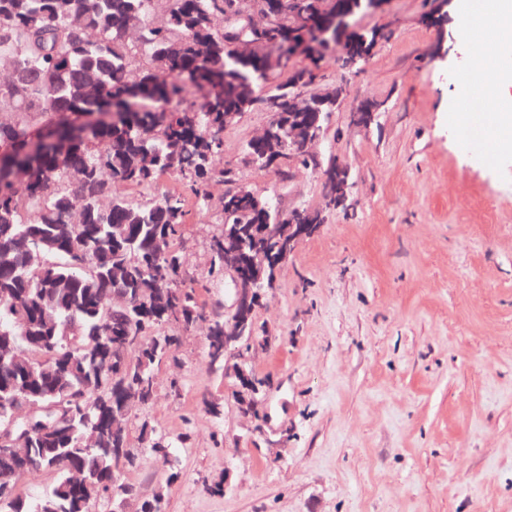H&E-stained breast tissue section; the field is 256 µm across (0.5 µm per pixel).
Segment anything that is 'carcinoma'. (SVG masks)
Returning <instances> with one entry per match:
<instances>
[{
	"label": "carcinoma",
	"mask_w": 512,
	"mask_h": 512,
	"mask_svg": "<svg viewBox=\"0 0 512 512\" xmlns=\"http://www.w3.org/2000/svg\"><path fill=\"white\" fill-rule=\"evenodd\" d=\"M240 0H0V337L20 351L40 347L36 376L0 380V419L17 398L63 401L60 434L35 432L15 459L0 455V512H98L112 500L119 457L112 416L123 410L114 375L150 383L176 343L157 328L169 312L205 321L194 294L169 307L138 300L147 279L170 275L167 255L189 221L188 201L211 206L224 183V113L266 112L268 134L288 139V96L296 79L323 78L324 55L282 78L305 26L367 12V0H266L279 24L255 31ZM362 55L383 36L354 32ZM336 111L333 97L306 102V120ZM172 176L178 190H163ZM118 182L137 191L116 195ZM310 206L286 211L253 190L224 193L211 272L224 274V238L266 264L284 245L278 230L307 224ZM245 224H269L256 240ZM129 299L112 310V297ZM212 368H224V321L210 323ZM139 337L136 360L113 352ZM46 470L53 487L34 504L16 493L21 472Z\"/></svg>",
	"instance_id": "carcinoma-1"
}]
</instances>
